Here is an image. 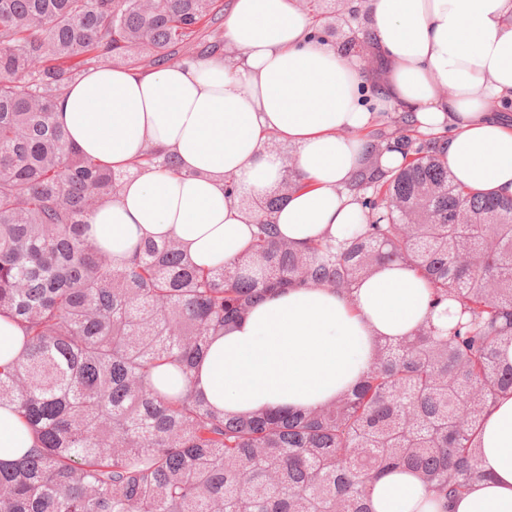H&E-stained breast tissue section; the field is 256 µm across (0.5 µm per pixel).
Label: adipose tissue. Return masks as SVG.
<instances>
[{"label": "adipose tissue", "mask_w": 512, "mask_h": 512, "mask_svg": "<svg viewBox=\"0 0 512 512\" xmlns=\"http://www.w3.org/2000/svg\"><path fill=\"white\" fill-rule=\"evenodd\" d=\"M361 53L312 36L305 0H230L224 45L198 61L141 70L99 65L73 82L56 118L94 160L125 173L117 199L101 204L88 232L120 259L144 239L178 240L197 266L228 262L249 245L263 196L287 166L304 184L272 215L295 245L348 238L367 215L351 185L368 162L386 170L403 155L368 154L381 115L408 112L420 132L449 131L450 173L465 187L512 197V0H360ZM380 60L379 78L362 54ZM293 154L280 153V146ZM176 154L177 174L130 171L148 148ZM234 176L238 190L224 188ZM426 281L381 264L350 293L288 288L214 337L190 376L161 363L159 388L191 387L216 408L248 414L324 406L363 377L381 340L424 321L447 334L459 305L430 308ZM485 474L443 507L412 474L375 485L374 512H512V395L480 433ZM36 446L15 404L0 402V462Z\"/></svg>", "instance_id": "ef3b65f1"}]
</instances>
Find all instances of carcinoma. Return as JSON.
I'll use <instances>...</instances> for the list:
<instances>
[{
    "label": "carcinoma",
    "mask_w": 512,
    "mask_h": 512,
    "mask_svg": "<svg viewBox=\"0 0 512 512\" xmlns=\"http://www.w3.org/2000/svg\"><path fill=\"white\" fill-rule=\"evenodd\" d=\"M218 0H0V311L29 344L0 371L41 448L0 464V512H373V486L410 469L446 502L483 477L484 413L512 391V198L472 192L448 172L445 140L409 112L371 132L374 153L407 164L362 170L368 224L303 249L271 215L299 181L247 200L260 219L248 253L193 265L171 239L113 263L87 234L122 175L83 155L55 118L81 67L155 65L200 42ZM137 170L176 171L150 149ZM402 263L431 307L460 304L446 336L430 326L379 345L359 386L308 411L229 414L192 389L153 387L161 362L191 372L212 336L277 290H348Z\"/></svg>",
    "instance_id": "cac0c4a2"
}]
</instances>
